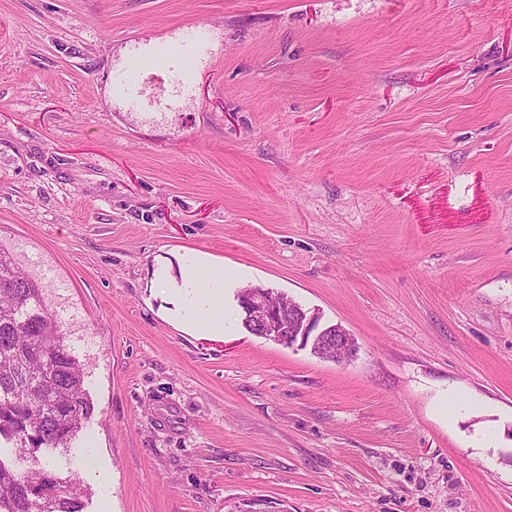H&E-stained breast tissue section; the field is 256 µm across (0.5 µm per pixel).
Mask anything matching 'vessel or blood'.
Wrapping results in <instances>:
<instances>
[{"instance_id":"obj_1","label":"vessel or blood","mask_w":512,"mask_h":512,"mask_svg":"<svg viewBox=\"0 0 512 512\" xmlns=\"http://www.w3.org/2000/svg\"><path fill=\"white\" fill-rule=\"evenodd\" d=\"M205 26L190 27L185 38L174 45H163L133 59L127 74L117 79L113 91L131 111L150 107L173 109L194 90L201 67L210 65L205 40ZM161 71L167 77V94L158 98L147 92L145 77Z\"/></svg>"}]
</instances>
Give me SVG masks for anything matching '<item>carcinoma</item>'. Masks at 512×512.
Listing matches in <instances>:
<instances>
[{"label":"carcinoma","instance_id":"obj_1","mask_svg":"<svg viewBox=\"0 0 512 512\" xmlns=\"http://www.w3.org/2000/svg\"><path fill=\"white\" fill-rule=\"evenodd\" d=\"M92 411L84 373L68 350L43 288L0 250V512H83L80 480L61 476L45 456L68 447ZM36 485L60 494L32 503Z\"/></svg>","mask_w":512,"mask_h":512}]
</instances>
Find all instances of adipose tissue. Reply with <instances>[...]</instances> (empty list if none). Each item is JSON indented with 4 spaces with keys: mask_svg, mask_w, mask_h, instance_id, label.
<instances>
[{
    "mask_svg": "<svg viewBox=\"0 0 512 512\" xmlns=\"http://www.w3.org/2000/svg\"><path fill=\"white\" fill-rule=\"evenodd\" d=\"M161 287L174 289L188 305L182 320L190 332L206 336L224 333V274L204 256L197 255L179 267L178 277H166Z\"/></svg>",
    "mask_w": 512,
    "mask_h": 512,
    "instance_id": "adipose-tissue-1",
    "label": "adipose tissue"
}]
</instances>
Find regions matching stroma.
<instances>
[{"instance_id":"35a3bbf8","label":"stroma","mask_w":512,"mask_h":512,"mask_svg":"<svg viewBox=\"0 0 512 512\" xmlns=\"http://www.w3.org/2000/svg\"><path fill=\"white\" fill-rule=\"evenodd\" d=\"M198 22L192 96L126 111ZM0 248L84 368V512H512V0H0ZM199 253L220 336L153 285ZM249 286L355 352L251 335ZM204 32L205 24L196 23L181 42L159 46L134 58L127 74L114 82L113 93L122 98L130 111L178 107L182 99L194 91L200 68L212 65L207 56ZM157 71L164 72L167 77L168 91L163 98L147 93L145 87V76Z\"/></svg>"}]
</instances>
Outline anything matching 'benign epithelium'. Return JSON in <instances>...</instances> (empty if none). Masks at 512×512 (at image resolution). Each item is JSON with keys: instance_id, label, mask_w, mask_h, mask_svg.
I'll return each instance as SVG.
<instances>
[{"instance_id": "7a95c632", "label": "benign epithelium", "mask_w": 512, "mask_h": 512, "mask_svg": "<svg viewBox=\"0 0 512 512\" xmlns=\"http://www.w3.org/2000/svg\"><path fill=\"white\" fill-rule=\"evenodd\" d=\"M270 292L269 288L252 286L244 295L245 305L261 337L286 344L290 348L310 345L321 350L332 343L343 349L350 348L352 338L344 329L338 327L334 333L325 328L318 329L319 316L315 313L300 319L293 316L287 318L281 310L270 305Z\"/></svg>"}]
</instances>
